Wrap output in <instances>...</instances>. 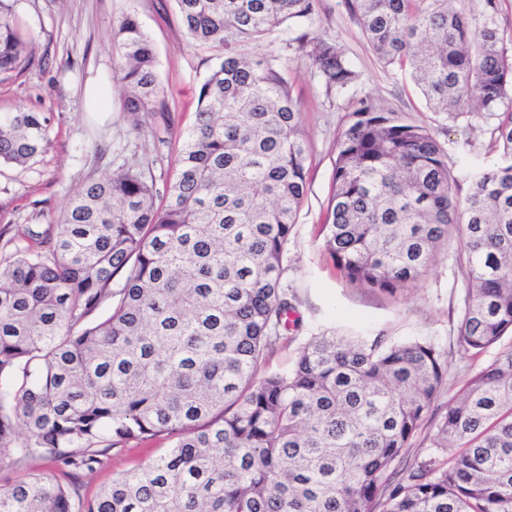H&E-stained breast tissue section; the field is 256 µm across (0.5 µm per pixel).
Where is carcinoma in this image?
<instances>
[{"label": "carcinoma", "mask_w": 512, "mask_h": 512, "mask_svg": "<svg viewBox=\"0 0 512 512\" xmlns=\"http://www.w3.org/2000/svg\"><path fill=\"white\" fill-rule=\"evenodd\" d=\"M173 2L188 38L223 54L174 177L159 190L150 168L123 165L56 223L24 226L37 247L0 260V453L92 471L117 443L165 446L92 501L30 473L0 485V512H512V351L469 379L397 480L390 469L447 380L430 340L323 330L288 367L266 369L292 310L281 280L308 143L286 64L243 47L313 19L319 0ZM498 2L476 13L472 0H348L380 62L409 70L428 108L453 119L493 116L512 93ZM113 39L128 112L154 109L156 56L136 16ZM300 46L327 88L358 83L338 43ZM34 55L0 0V78ZM47 133L42 112L0 115V161L27 165ZM495 133L503 163L461 204L432 133L354 100L322 225L349 282L391 291L418 281L456 229L468 357L512 334V111Z\"/></svg>", "instance_id": "carcinoma-1"}]
</instances>
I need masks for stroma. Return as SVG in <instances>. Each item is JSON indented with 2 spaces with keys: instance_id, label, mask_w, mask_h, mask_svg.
<instances>
[{
  "instance_id": "1",
  "label": "stroma",
  "mask_w": 512,
  "mask_h": 512,
  "mask_svg": "<svg viewBox=\"0 0 512 512\" xmlns=\"http://www.w3.org/2000/svg\"><path fill=\"white\" fill-rule=\"evenodd\" d=\"M13 14L37 46L30 66L0 79V113L29 108L49 119L45 149L19 167L0 163V257L18 229L46 227L56 221L70 198L92 179L123 164L149 165L157 184L172 175L186 131L195 122L198 94L218 64V50L196 45L183 33L173 0H8ZM139 20L157 57L162 87L160 109L140 113L150 134L130 132L124 88L114 80L117 52L113 31L125 15ZM336 41L360 74L343 95L327 93L311 60L298 48L299 36ZM256 58L278 57L288 65L293 96L309 155L307 194L288 242L283 287L294 307V343L279 346L270 369L289 365L298 340L325 329L352 332L392 342L425 338L448 362V382L432 412L402 457L412 464L427 451L449 403L468 380L512 350V335L475 358L461 356L456 329L462 309L464 278L459 264L460 239L448 235L427 272L408 289L393 292L349 283L323 248L320 228L332 190L336 144L350 120L352 102L370 96L384 110L429 129L448 154L455 195L465 201L475 175L499 158L496 119L473 113L457 119L427 108L408 73L384 66L364 40L345 0H320L312 21L274 30L247 46ZM154 454L152 445L131 441L118 445L94 470L78 471L84 499H93L113 474L132 468Z\"/></svg>"
}]
</instances>
